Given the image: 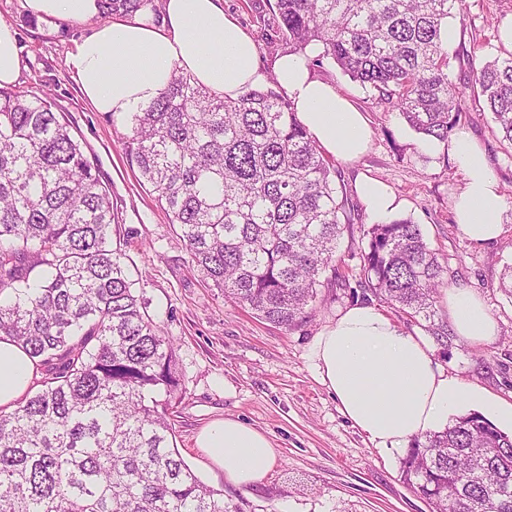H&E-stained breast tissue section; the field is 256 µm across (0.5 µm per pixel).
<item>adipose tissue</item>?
Instances as JSON below:
<instances>
[{"label":"adipose tissue","instance_id":"1","mask_svg":"<svg viewBox=\"0 0 512 512\" xmlns=\"http://www.w3.org/2000/svg\"><path fill=\"white\" fill-rule=\"evenodd\" d=\"M22 6L46 22L60 17L76 25L95 22L67 66L96 111L117 118L136 111L156 98L176 68L230 98L273 78L297 119L328 153L350 162L368 145L367 120L346 96L313 78L303 56L284 54L263 67L256 42L218 0H162L159 26L142 14L100 20L98 0H22ZM451 150L463 171L454 204L459 230L476 244L499 238L503 196L485 151L463 131ZM444 302L458 336L471 341L495 336L496 324L476 293L451 287ZM311 358L340 413L376 447H406L414 436L447 426L463 405L512 429V403L449 375L422 338L405 333L377 307L356 305L338 313L316 337ZM34 371L23 349L0 341V407H15ZM196 445L237 486L261 481L277 460L263 431L230 417L205 426Z\"/></svg>","mask_w":512,"mask_h":512}]
</instances>
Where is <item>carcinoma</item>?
Instances as JSON below:
<instances>
[{
    "label": "carcinoma",
    "mask_w": 512,
    "mask_h": 512,
    "mask_svg": "<svg viewBox=\"0 0 512 512\" xmlns=\"http://www.w3.org/2000/svg\"><path fill=\"white\" fill-rule=\"evenodd\" d=\"M462 0H276L291 53L329 64L445 142L467 102L512 146V55L475 62L470 100L448 75V17ZM101 16L157 12L100 0ZM127 143L191 262L225 297L286 329L312 317L343 224L331 161L272 88L236 99L178 69L127 116ZM112 199L51 94L0 88V341L47 367L0 409V512H240L174 447L176 355L112 248ZM361 286L448 345L435 309L444 269L419 225L373 224ZM404 480L432 512H512V436L459 416L414 437Z\"/></svg>",
    "instance_id": "obj_1"
}]
</instances>
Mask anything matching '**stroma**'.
Wrapping results in <instances>:
<instances>
[{
	"label": "stroma",
	"mask_w": 512,
	"mask_h": 512,
	"mask_svg": "<svg viewBox=\"0 0 512 512\" xmlns=\"http://www.w3.org/2000/svg\"><path fill=\"white\" fill-rule=\"evenodd\" d=\"M221 4L257 43L263 63L287 52L275 35V0ZM511 18L512 0H463L454 9L447 50L448 75L456 86L468 82L466 54L473 42L482 43L485 59L512 54L500 40V26ZM0 19L18 32L15 90L51 93L56 112L110 192L112 245L125 253L129 276L148 314L176 349L182 389L170 420L177 447L193 472L223 491L241 512H341L345 507L351 512H431L401 476L403 449L376 447L340 413L310 350L340 311L363 301L358 282L367 241L362 231L376 218L358 198L354 182L370 176L404 201L401 217L420 224L444 268L446 286L478 293L496 322L491 340L432 344L436 360L462 381L512 402V298L500 289L505 268L512 266V147L501 142L490 114L472 109L460 123L487 151L505 202L501 236L478 246L455 222L453 205L462 172L454 155L426 150L424 139L397 111L377 103L371 90L339 71L313 69V77L334 84L364 112L371 140L355 161L335 164L336 186L346 194L348 216L358 228L341 239L336 252V266L346 280L322 290L310 321L286 329L209 287L192 267L156 193L142 184L127 149L125 124L97 112L82 96L67 57L94 31V23L40 21L25 12L21 0H0ZM224 417L262 430L277 448V461L261 482L244 487L228 483L196 448L197 433Z\"/></svg>",
	"instance_id": "obj_1"
}]
</instances>
